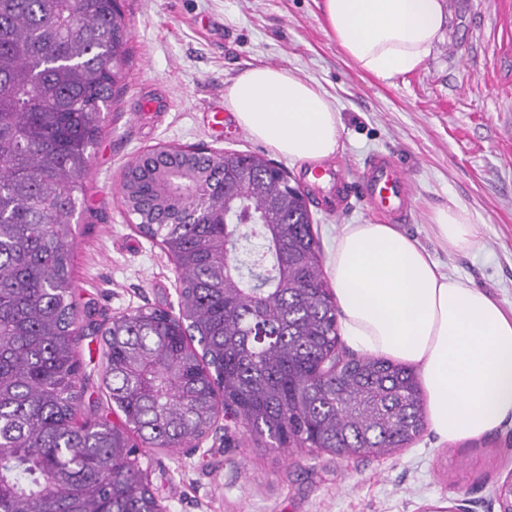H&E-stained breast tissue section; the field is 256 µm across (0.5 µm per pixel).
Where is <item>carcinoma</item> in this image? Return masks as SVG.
Instances as JSON below:
<instances>
[{
    "label": "carcinoma",
    "instance_id": "cac0c4a2",
    "mask_svg": "<svg viewBox=\"0 0 512 512\" xmlns=\"http://www.w3.org/2000/svg\"><path fill=\"white\" fill-rule=\"evenodd\" d=\"M117 0H0V512H155L139 448L190 447L217 408L280 447L387 454L426 425L415 373L340 346L339 311L298 192L261 155L205 154L198 197L181 168L167 187L249 219L170 224L149 196L158 159L127 170L132 215L178 273V313L137 310L98 325L103 384L124 424L81 421L84 328L71 288L70 220L87 150L127 65ZM244 183L231 201L224 180Z\"/></svg>",
    "mask_w": 512,
    "mask_h": 512
}]
</instances>
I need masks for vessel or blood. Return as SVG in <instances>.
Here are the masks:
<instances>
[{"instance_id":"1","label":"vessel or blood","mask_w":512,"mask_h":512,"mask_svg":"<svg viewBox=\"0 0 512 512\" xmlns=\"http://www.w3.org/2000/svg\"><path fill=\"white\" fill-rule=\"evenodd\" d=\"M305 180L318 188L326 209L333 213H342L354 195L390 221L405 223L413 218L414 185L392 155L371 157L353 184L341 167L331 164L307 167Z\"/></svg>"}]
</instances>
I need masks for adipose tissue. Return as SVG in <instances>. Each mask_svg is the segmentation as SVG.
Listing matches in <instances>:
<instances>
[{
	"label": "adipose tissue",
	"mask_w": 512,
	"mask_h": 512,
	"mask_svg": "<svg viewBox=\"0 0 512 512\" xmlns=\"http://www.w3.org/2000/svg\"><path fill=\"white\" fill-rule=\"evenodd\" d=\"M326 26L354 66L384 81L421 69L445 23L441 0H323ZM236 122L275 154L317 162L341 147L334 103L287 69L257 66L229 85ZM441 246H482L480 226L457 200L430 215ZM328 266L341 330L363 353L415 366L431 429L459 442L512 419V314L480 288L440 271L394 224H345Z\"/></svg>",
	"instance_id": "1"
}]
</instances>
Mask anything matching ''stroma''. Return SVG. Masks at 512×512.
<instances>
[{
	"label": "stroma",
	"instance_id": "1",
	"mask_svg": "<svg viewBox=\"0 0 512 512\" xmlns=\"http://www.w3.org/2000/svg\"><path fill=\"white\" fill-rule=\"evenodd\" d=\"M441 40L419 71L385 82L358 71L330 37L322 0H120L130 38L126 78L107 115L71 222L80 315L105 321L150 305L177 309L174 263L131 223L119 192L137 156L162 145L257 154L302 183L303 161L274 153L244 128L225 138L211 107L248 69H288L323 91L344 126L334 162L356 181L375 152L392 153L415 187L405 233L442 272L469 279L512 310V0H442ZM455 198L482 222L479 252L444 250L432 209ZM330 252L341 225L375 216L360 201L343 215L311 206ZM81 417L108 414L98 337L80 343ZM141 465L168 512H425L468 500L499 512L512 472V420L449 443L432 429L385 456L277 449L217 421L198 450L144 449Z\"/></svg>",
	"mask_w": 512,
	"mask_h": 512
}]
</instances>
